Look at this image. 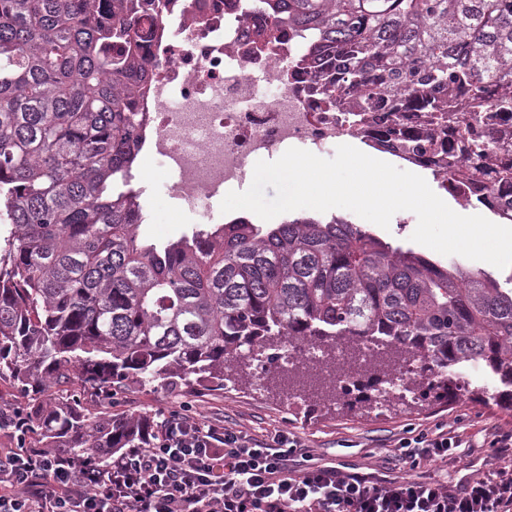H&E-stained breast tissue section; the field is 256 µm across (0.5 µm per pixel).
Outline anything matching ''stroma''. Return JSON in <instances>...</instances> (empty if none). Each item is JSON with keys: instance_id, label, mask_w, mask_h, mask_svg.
<instances>
[{"instance_id": "stroma-1", "label": "stroma", "mask_w": 512, "mask_h": 512, "mask_svg": "<svg viewBox=\"0 0 512 512\" xmlns=\"http://www.w3.org/2000/svg\"><path fill=\"white\" fill-rule=\"evenodd\" d=\"M133 172L136 185L144 189L143 236L164 242L191 233L193 225L180 204L164 193L170 173L144 153ZM296 391L278 357L261 368L249 363L225 372L223 381L188 387L174 378L91 391L74 378L59 389L61 396L87 413L104 409L116 418L144 416L157 423L181 406L193 421H221L259 441L276 430L290 432L301 443L288 455L293 474L309 463L377 481L427 477L454 490L496 469L497 451L490 441L493 435L512 432V406L482 401L463 390L447 398L422 385L408 398H392L383 407L377 405L373 387L355 388L346 396L319 388L312 396L300 397ZM439 427L456 431L467 442L449 463L424 462L414 469L394 456L400 438Z\"/></svg>"}]
</instances>
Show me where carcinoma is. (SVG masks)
Listing matches in <instances>:
<instances>
[{"instance_id": "cac0c4a2", "label": "carcinoma", "mask_w": 512, "mask_h": 512, "mask_svg": "<svg viewBox=\"0 0 512 512\" xmlns=\"http://www.w3.org/2000/svg\"><path fill=\"white\" fill-rule=\"evenodd\" d=\"M320 31L311 60L427 112L451 84L472 111L512 116V0H274ZM136 20L97 0H0V375L33 393L41 448L80 461L143 448L153 425L83 412L53 393L179 378L223 380L243 347L311 341L380 348L363 371L421 363L443 394L473 365L512 405V288L452 260L392 247L361 225L296 218L140 234L131 187L141 150L132 99L146 81ZM127 49L112 52V38ZM512 144L502 130L487 156Z\"/></svg>"}]
</instances>
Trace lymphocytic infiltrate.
Returning a JSON list of instances; mask_svg holds the SVG:
<instances>
[{
    "label": "lymphocytic infiltrate",
    "instance_id": "obj_1",
    "mask_svg": "<svg viewBox=\"0 0 512 512\" xmlns=\"http://www.w3.org/2000/svg\"><path fill=\"white\" fill-rule=\"evenodd\" d=\"M299 440L284 431L258 444L217 422L164 416L144 448L107 468L68 450L14 448L0 454V512H512V433L493 437L502 461L460 490L408 478L375 483L333 466L288 471ZM462 439L442 430L401 439L412 464L447 461Z\"/></svg>",
    "mask_w": 512,
    "mask_h": 512
}]
</instances>
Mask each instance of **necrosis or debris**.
Wrapping results in <instances>:
<instances>
[{
  "label": "necrosis or debris",
  "instance_id": "obj_1",
  "mask_svg": "<svg viewBox=\"0 0 512 512\" xmlns=\"http://www.w3.org/2000/svg\"><path fill=\"white\" fill-rule=\"evenodd\" d=\"M128 2L150 69L136 96L141 138L149 157L173 173L174 198L211 206L250 178L258 160L356 142L424 172L460 206L512 200V184L498 177L512 165V149L486 158L461 150L462 140L488 138L500 123L476 117L456 91L438 116L399 108L375 86L384 125L397 130L384 139L356 113L360 94L347 77L306 62L314 32L274 15L263 0Z\"/></svg>",
  "mask_w": 512,
  "mask_h": 512
}]
</instances>
